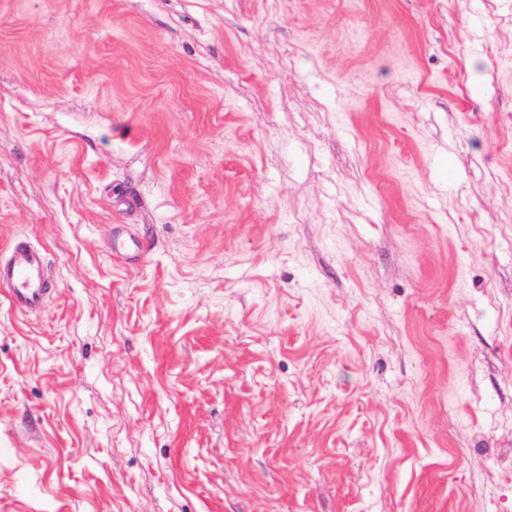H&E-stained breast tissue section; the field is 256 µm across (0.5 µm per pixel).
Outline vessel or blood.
Wrapping results in <instances>:
<instances>
[{
  "mask_svg": "<svg viewBox=\"0 0 512 512\" xmlns=\"http://www.w3.org/2000/svg\"><path fill=\"white\" fill-rule=\"evenodd\" d=\"M45 254L25 241H14L0 260V286L15 310L34 313L44 307L48 293Z\"/></svg>",
  "mask_w": 512,
  "mask_h": 512,
  "instance_id": "b4317fda",
  "label": "vessel or blood"
}]
</instances>
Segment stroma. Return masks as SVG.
<instances>
[{
	"instance_id": "obj_1",
	"label": "stroma",
	"mask_w": 512,
	"mask_h": 512,
	"mask_svg": "<svg viewBox=\"0 0 512 512\" xmlns=\"http://www.w3.org/2000/svg\"><path fill=\"white\" fill-rule=\"evenodd\" d=\"M13 240L0 512H512V0H0ZM45 254L25 241H14L0 261V285L15 310L34 313L43 309L48 293Z\"/></svg>"
}]
</instances>
